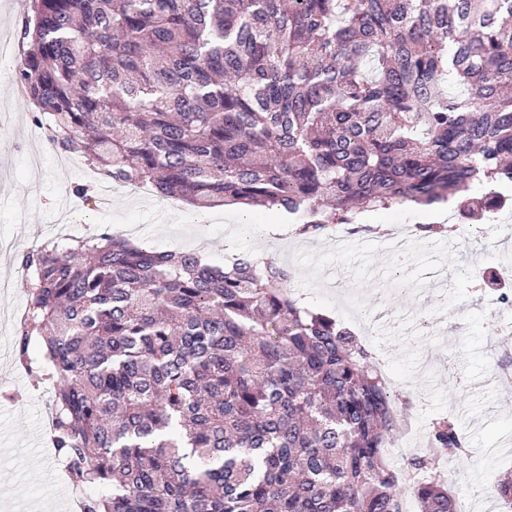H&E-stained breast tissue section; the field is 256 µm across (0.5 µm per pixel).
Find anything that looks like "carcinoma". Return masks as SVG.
Here are the masks:
<instances>
[{
  "label": "carcinoma",
  "instance_id": "obj_1",
  "mask_svg": "<svg viewBox=\"0 0 512 512\" xmlns=\"http://www.w3.org/2000/svg\"><path fill=\"white\" fill-rule=\"evenodd\" d=\"M15 70L52 149L295 233L394 205L471 218L512 184V0H34ZM463 87L448 93L449 76ZM213 266L105 230L30 248L18 366L53 384L81 512H457L455 421L398 468L375 353L246 251ZM512 508V480L493 485Z\"/></svg>",
  "mask_w": 512,
  "mask_h": 512
}]
</instances>
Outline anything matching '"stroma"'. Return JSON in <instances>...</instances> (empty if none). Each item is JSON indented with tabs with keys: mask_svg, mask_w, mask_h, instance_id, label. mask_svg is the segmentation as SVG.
I'll list each match as a JSON object with an SVG mask.
<instances>
[{
	"mask_svg": "<svg viewBox=\"0 0 512 512\" xmlns=\"http://www.w3.org/2000/svg\"><path fill=\"white\" fill-rule=\"evenodd\" d=\"M34 110L31 101L15 98L12 80L0 77V277L12 281L11 294H0V512H37L51 499L54 512H63L72 488L58 478L56 453L43 450L53 387L19 370L13 353L14 313L29 288L16 257L29 233L54 235L63 199L77 233L130 231L134 242L158 251L197 245L217 266L231 242L289 266L294 292L337 320L356 306L378 328L366 341L381 352L393 389L409 403L399 441L424 444L431 422L449 414L461 426L471 459L455 466L448 485L458 512H476L491 499L494 481L512 475V400L496 367L493 310L475 301L471 290L484 268L512 260V203L501 212V227L492 218L480 220L487 238L467 241L452 213V232L385 248L364 234L347 233L338 241L290 236L287 218L266 208L246 214L217 206L200 224L194 207L153 194L117 191L86 205L73 193L93 178L82 162L62 161L50 151L40 167L27 166V150L43 146ZM400 251L408 262L398 268Z\"/></svg>",
	"mask_w": 512,
	"mask_h": 512,
	"instance_id": "obj_1",
	"label": "stroma"
}]
</instances>
